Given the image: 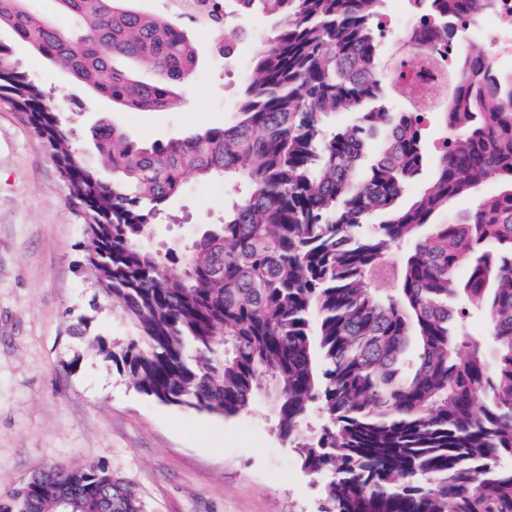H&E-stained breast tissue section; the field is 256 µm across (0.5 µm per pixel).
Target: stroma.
<instances>
[{"mask_svg": "<svg viewBox=\"0 0 512 512\" xmlns=\"http://www.w3.org/2000/svg\"><path fill=\"white\" fill-rule=\"evenodd\" d=\"M175 24L200 51L190 90L165 112L112 105L0 30L10 66L42 87L72 130V146L95 162L88 130L109 116L143 146L231 124L245 67L272 21L247 19L231 55L218 32L183 17ZM223 179L189 178L146 245L178 248L224 214ZM86 227L26 117L0 100V498L50 464H103L124 478L144 512H321L325 482L301 466L299 444L319 436L311 412L298 441L283 439L270 394L236 416L161 403L138 392L86 336L126 342L133 329L79 269ZM85 321V336L72 328ZM77 369H70V362Z\"/></svg>", "mask_w": 512, "mask_h": 512, "instance_id": "1", "label": "stroma"}]
</instances>
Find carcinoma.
<instances>
[{"label": "carcinoma", "instance_id": "cac0c4a2", "mask_svg": "<svg viewBox=\"0 0 512 512\" xmlns=\"http://www.w3.org/2000/svg\"><path fill=\"white\" fill-rule=\"evenodd\" d=\"M51 2L74 31L27 0H0V27L115 105L166 111L197 68L199 49L181 28L128 0ZM232 2L210 15L229 37L238 18L274 21L236 120L144 147L103 116L90 139L110 181L70 150L71 130L40 86L6 66L0 43V99L42 138L83 215V266L134 329L118 350L99 336L87 345L142 394L224 417L265 382L284 439L319 406L323 432L302 446L301 464L331 473L325 512H512V75L483 56L463 59L434 156L425 116L389 99L414 53L444 58L448 31L474 25L491 0H413L420 33L387 70L385 0ZM117 56L154 80L116 67ZM336 113L357 120L327 126ZM430 164L436 182L400 205ZM189 175L241 191L222 222L183 247H146ZM486 181L500 189L480 197ZM465 197L475 198L468 212L436 222ZM383 277L395 287L378 288ZM457 301L484 309L485 335L463 329ZM49 470L0 512H18L19 499L23 512H59L69 496L76 512H143L103 465Z\"/></svg>", "mask_w": 512, "mask_h": 512}]
</instances>
